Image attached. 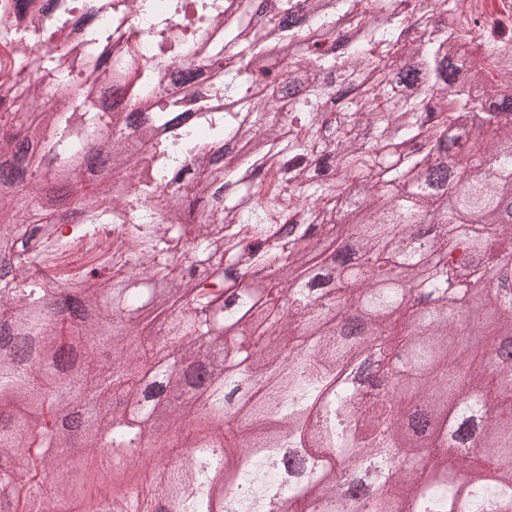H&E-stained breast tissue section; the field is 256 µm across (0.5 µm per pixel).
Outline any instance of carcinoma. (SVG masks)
<instances>
[{
	"instance_id": "carcinoma-1",
	"label": "carcinoma",
	"mask_w": 512,
	"mask_h": 512,
	"mask_svg": "<svg viewBox=\"0 0 512 512\" xmlns=\"http://www.w3.org/2000/svg\"><path fill=\"white\" fill-rule=\"evenodd\" d=\"M0 11L23 75L0 83V512H74V498L104 512H512V358L485 357L512 352V288H498L512 282V28L480 65L462 0ZM111 18L147 24L148 40L114 39ZM260 56L282 79L256 74ZM64 87V107L46 106ZM91 151L98 195L72 183ZM72 192L83 232H121L49 278L66 243L45 206ZM459 273L469 291L428 305ZM371 341L406 357L364 393L345 372ZM77 347L87 357L59 374ZM218 355L224 376L201 385ZM174 433L188 452L157 461ZM100 439L153 465V482L119 462L98 473Z\"/></svg>"
}]
</instances>
